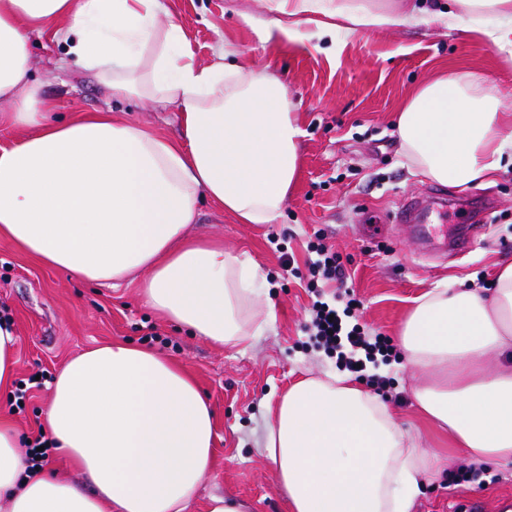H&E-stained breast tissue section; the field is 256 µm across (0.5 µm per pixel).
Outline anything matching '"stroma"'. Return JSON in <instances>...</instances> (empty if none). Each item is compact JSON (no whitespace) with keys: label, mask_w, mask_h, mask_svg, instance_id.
<instances>
[{"label":"stroma","mask_w":512,"mask_h":512,"mask_svg":"<svg viewBox=\"0 0 512 512\" xmlns=\"http://www.w3.org/2000/svg\"><path fill=\"white\" fill-rule=\"evenodd\" d=\"M161 3L183 28L199 64L212 63L229 42L277 73L306 132L299 180L274 223L239 224L205 202L188 228L189 235L223 241L225 249L257 265L261 291L248 311L257 334L247 346L215 345L157 318L145 303L141 278L115 288L83 284L1 237L0 318L10 321L17 342L14 376L0 389V415L32 444L52 381L68 360L99 344L152 348L192 374L216 412L212 466L187 512H207L210 497L227 492L249 512H287L263 454L268 410L302 375L343 369L309 330L314 299L329 302L339 293L337 283L324 281L310 292V242L321 233L336 249L358 300L348 322L371 336L396 340L414 299L434 288L485 285L496 263L512 259V164L504 163L489 182L464 189L441 185L407 162L394 120L419 85L447 69L481 72L511 111L512 67L501 63L493 45L459 29L403 26L319 41L314 24L304 23L300 38L281 43L238 22L242 12L266 18L261 0ZM30 49L31 79L56 100L60 118L108 111L119 121L178 135L175 107L113 101L93 73L66 61L63 46L35 34ZM438 191L456 203L432 211L430 221L451 229L467 222L469 203L493 202L488 224L465 253L422 254L406 228L393 222L407 200ZM33 377L38 386L18 400V388ZM379 377L384 386H376ZM419 378L392 356L367 364L362 382L377 387L400 423L418 430L424 448L446 452L447 439L419 416L413 396ZM471 496L485 498L487 512H512V467L474 469L463 454L451 456L447 476L424 486L416 512H461Z\"/></svg>","instance_id":"stroma-1"}]
</instances>
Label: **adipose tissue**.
<instances>
[{"label":"adipose tissue","mask_w":512,"mask_h":512,"mask_svg":"<svg viewBox=\"0 0 512 512\" xmlns=\"http://www.w3.org/2000/svg\"><path fill=\"white\" fill-rule=\"evenodd\" d=\"M265 39L425 24L461 28L512 63V0H264ZM51 35L112 97L175 106L179 136L97 112L69 121L30 79L32 33ZM225 44L198 65L160 0H0V128L28 136L0 147V236L86 284L145 273L163 319L218 345L254 334L243 314L251 261L189 237L200 200L242 224L281 214L303 130L282 80ZM410 164L466 187L512 151V113L482 76L450 71L421 85L395 122ZM399 346L421 374L414 398L472 463L512 466V260L473 288L419 298ZM43 426L92 482L28 472L19 435L0 419V512H185L207 472L215 412L179 364L130 343L88 349L56 374ZM264 455L289 512H413L444 455L421 448L377 394L347 372L293 383L269 412Z\"/></svg>","instance_id":"ef3b65f1"}]
</instances>
